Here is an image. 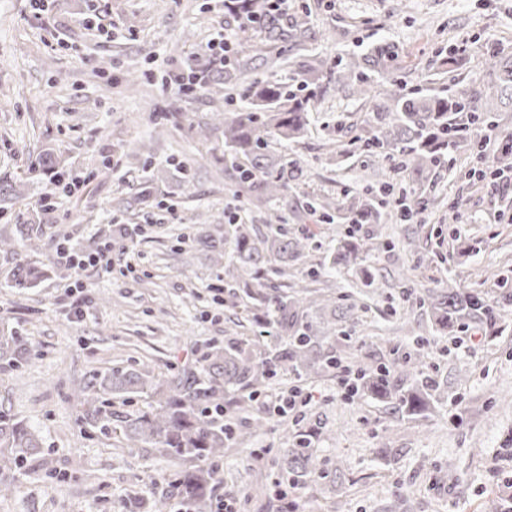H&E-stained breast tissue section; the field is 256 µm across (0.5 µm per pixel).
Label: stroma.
Returning <instances> with one entry per match:
<instances>
[{
  "label": "stroma",
  "instance_id": "35a3bbf8",
  "mask_svg": "<svg viewBox=\"0 0 512 512\" xmlns=\"http://www.w3.org/2000/svg\"><path fill=\"white\" fill-rule=\"evenodd\" d=\"M307 6L319 34L303 56H350L373 43L397 52L392 74L406 91L437 93L450 75L470 83L487 48L512 51V0H292ZM237 31L224 0H49L36 14L31 0H0V176L21 178L24 195L0 214V237L14 249L0 253V330L26 335L33 360L20 368L0 363V410L36 429L44 457L0 497V512H122L132 496L172 500L165 477L177 468L149 444L131 442L126 417L148 410L144 393L112 401L109 425L87 417L76 387L90 372L133 367L155 378L202 369L209 343L257 342L259 326L244 303H231L223 268L208 251L180 252V237L223 224L235 185L224 175V150L199 140L188 127L207 122L223 101L164 87V75L186 68L192 55L221 30ZM466 45L456 73L442 60L452 45ZM140 89L124 90L128 69ZM374 102L328 92L311 114L307 135L288 152L305 163L306 176L289 185L272 214L289 234L308 233L306 265H295L292 288L317 285L340 294L375 288L351 327L356 346L377 362L391 361L426 339L427 365L447 388L423 420L368 396L343 397L337 371L308 380L313 401L297 417L312 431V445L329 478L292 490L300 512H484L489 499H512V194L469 180L474 157L466 142L450 144L419 190L426 207L412 222L386 213L366 224L381 248L351 267H335L336 227L304 214L313 197H342L368 184L405 182L400 171L371 164L360 152L329 160L336 138L364 127ZM53 149L66 177L63 192L53 172L35 165ZM187 164L196 196H183L178 164ZM152 181L158 205L131 203L129 186ZM53 208H39L42 198ZM269 214V215H272ZM269 215L253 213L267 230ZM38 224L43 236L31 250L19 233ZM131 229L129 252H113L112 269L77 270L56 248L69 241L115 239ZM417 248L407 251L405 237ZM43 265L36 287H11L19 260ZM314 277H305L304 267ZM84 283L76 292L75 283ZM484 290L498 299L495 331L449 339L437 335L420 299L439 283ZM293 376L277 371L255 396L224 393V408L239 429L267 413L287 393ZM285 426L272 417L249 444L226 451L215 467L224 476L199 512H215L233 496L240 512H284L265 477L277 473ZM390 454H382V447ZM341 480H332L333 472Z\"/></svg>",
  "mask_w": 512,
  "mask_h": 512
}]
</instances>
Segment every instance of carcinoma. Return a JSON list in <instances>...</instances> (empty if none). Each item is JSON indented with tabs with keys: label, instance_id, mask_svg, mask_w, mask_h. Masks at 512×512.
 <instances>
[{
	"label": "carcinoma",
	"instance_id": "carcinoma-1",
	"mask_svg": "<svg viewBox=\"0 0 512 512\" xmlns=\"http://www.w3.org/2000/svg\"><path fill=\"white\" fill-rule=\"evenodd\" d=\"M239 36L230 57L206 49V63L190 66L188 91L202 90L224 99L238 93L242 106L215 113V122L199 127L205 139L222 135L224 171L236 180L248 211L271 209L288 191V182L305 176L302 161L288 159L275 150L281 143L296 142L308 131L310 111L328 86L377 99L372 122L365 133L356 135L340 152L362 149L370 160L405 172L408 180L420 184L431 167L441 161L448 145L458 138V126L467 125L474 136L471 146L484 145V132L501 126L505 109L512 111V53L496 48L484 54L482 70L490 81L478 87L468 85L441 93L403 96L381 83L395 59L393 47L374 46L360 59L316 58L317 66L304 67L292 82L278 79L289 61L288 53L303 50L313 40L307 15L288 14L273 9L269 0H245V8L234 14ZM266 75L255 76L258 69ZM395 186L363 188L357 196H323L309 205V214L331 224L342 221L348 227L336 233V250L331 264L349 267L362 253L375 249L369 238L358 235L353 224H379ZM23 196V184L0 179V202ZM233 244L232 269L228 275L243 281L254 308H272L273 330H261L273 341L252 347L240 344L224 348L216 345L204 355L205 378L175 376L155 381L137 369H114L90 374L78 385L79 395L89 406L90 416L112 420L104 396L121 397L151 393L156 400L144 411L124 420L125 435L149 443L181 468L170 477L181 504L202 503L215 482L209 463L224 456L231 443L247 444L253 433L266 427V419H255L254 432L242 433L217 414L222 390L237 387L257 394L263 381L276 369H288L297 377H316L342 362L336 342L353 341L343 330L355 319L356 304H343L332 295H313L303 288L290 295L287 284L272 282L269 274L282 278L288 267L307 258L305 238L288 235L280 228L259 233L238 216L227 217L224 235L211 233L193 238L188 248L198 244L215 254L214 262H224V245ZM45 276L37 267L19 261L10 277L15 285L28 288ZM425 302L436 329L453 338L474 324L492 326L499 310L488 296L444 285L428 290ZM425 341L404 357L389 364L367 362L352 354L357 393H369L414 419L424 418L432 405L442 399L443 385L424 367ZM32 356L26 337L11 332L0 335V361L12 367L25 365ZM408 381L404 389L395 379ZM42 439L24 421L0 411V493L14 488L17 476L40 461ZM326 475L323 461L300 430L292 432V447L285 450L280 475L273 481L276 491L298 489ZM167 501L132 497L125 512H165Z\"/></svg>",
	"mask_w": 512,
	"mask_h": 512
}]
</instances>
